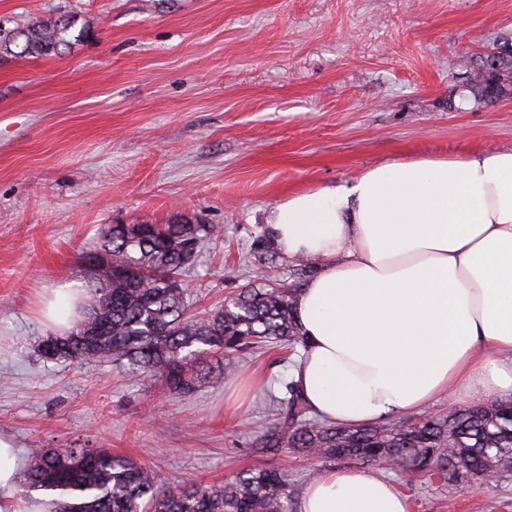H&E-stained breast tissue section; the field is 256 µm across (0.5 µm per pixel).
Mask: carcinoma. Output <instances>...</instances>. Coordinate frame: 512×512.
Here are the masks:
<instances>
[{
  "label": "carcinoma",
  "mask_w": 512,
  "mask_h": 512,
  "mask_svg": "<svg viewBox=\"0 0 512 512\" xmlns=\"http://www.w3.org/2000/svg\"><path fill=\"white\" fill-rule=\"evenodd\" d=\"M74 21L37 19L23 28H0V58L42 57L70 47ZM508 63L489 56L472 86L492 88ZM213 224H106L99 264L87 268L93 304L65 336L40 345L48 361L110 360L145 378L161 376L189 392L221 376L194 377L188 366L205 355L231 362L237 354L271 345H304L294 316L298 289L269 283L277 253L263 236L254 241L264 266L258 284L230 295L200 316L189 312L181 276L198 247L217 239ZM283 396L270 395L276 420L251 442L256 450L291 448L324 464L362 462L410 479L458 485L482 479L491 468L512 471V400L454 408L446 415L418 416L384 425L345 428L309 415L295 384L276 379ZM26 495L41 493L52 512H291L288 473L264 468L238 472L220 486L174 485L156 471L107 448H48L24 474Z\"/></svg>",
  "instance_id": "obj_1"
}]
</instances>
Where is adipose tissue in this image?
I'll list each match as a JSON object with an SVG mask.
<instances>
[{
    "instance_id": "1",
    "label": "adipose tissue",
    "mask_w": 512,
    "mask_h": 512,
    "mask_svg": "<svg viewBox=\"0 0 512 512\" xmlns=\"http://www.w3.org/2000/svg\"><path fill=\"white\" fill-rule=\"evenodd\" d=\"M314 275L295 304L292 377L310 410L350 427L437 398L512 397V151L391 161L348 187L289 193L265 220ZM299 512H411L393 484L330 469Z\"/></svg>"
}]
</instances>
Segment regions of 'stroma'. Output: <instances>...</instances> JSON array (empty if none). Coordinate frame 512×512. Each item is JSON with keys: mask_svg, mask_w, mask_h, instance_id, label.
Instances as JSON below:
<instances>
[{"mask_svg": "<svg viewBox=\"0 0 512 512\" xmlns=\"http://www.w3.org/2000/svg\"><path fill=\"white\" fill-rule=\"evenodd\" d=\"M75 19L63 53L0 59V435L18 470L46 448H109L174 482L222 485L249 468L309 460L256 454L265 400L291 372L278 345L224 383L183 395L110 362H49L41 315L80 279L105 224H217L183 279L202 313L254 280L255 235L288 193L350 185L396 159L512 149V78H470L512 53V0H0V25ZM253 375L263 390L240 395ZM412 512H512V475L418 479ZM499 56H487L482 62V67L478 68L472 78V86L482 89L492 88L500 76H504V72L508 69L509 63L499 61Z\"/></svg>", "mask_w": 512, "mask_h": 512, "instance_id": "obj_1", "label": "stroma"}]
</instances>
